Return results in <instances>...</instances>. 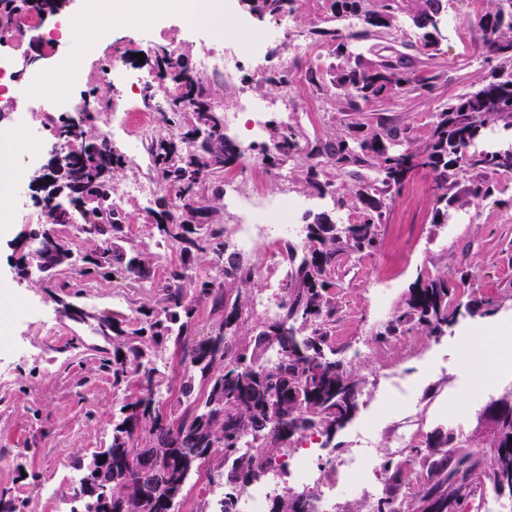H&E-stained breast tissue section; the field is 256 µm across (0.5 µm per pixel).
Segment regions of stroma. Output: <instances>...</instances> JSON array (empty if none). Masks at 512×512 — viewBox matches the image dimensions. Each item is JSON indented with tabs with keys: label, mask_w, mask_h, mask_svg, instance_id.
Segmentation results:
<instances>
[{
	"label": "stroma",
	"mask_w": 512,
	"mask_h": 512,
	"mask_svg": "<svg viewBox=\"0 0 512 512\" xmlns=\"http://www.w3.org/2000/svg\"><path fill=\"white\" fill-rule=\"evenodd\" d=\"M448 15L457 26L447 29V38L431 68L440 73L432 92L399 94L387 100L378 111L392 125L405 129L410 137H425L432 112L444 102L480 87L498 67V59L483 50V33L478 16L467 0H448ZM326 14L321 0H300L287 24L294 37L291 44H277L264 66L272 73L301 60L311 43L310 29L323 26ZM165 34L180 39L188 54L191 70H198L202 44L220 43L223 29L206 26L203 30L180 34L181 14L167 15ZM160 34L149 26L147 17L126 19L112 27V37L99 44L91 59L86 84L68 86L75 98L90 89L105 86L101 70L111 60H120L131 72H155L153 50ZM144 61H137V54ZM253 69L243 64L228 81L222 106L229 119L225 133L240 146L249 143V114L240 112L241 103L253 96ZM266 99V121H288L300 127L308 139L348 134L362 122L359 114L342 111L340 106L324 105L316 120L301 118L311 93L295 96L262 86ZM112 145L129 162L118 179L124 192L134 183L150 182L149 159L143 150L132 148L127 137L112 136ZM331 176L344 205L334 209L329 197L307 187L301 172L280 177L271 169L265 194L276 198L289 194L307 203V210L318 213L334 210L341 224L354 223L358 180H372L374 171L353 177L340 170ZM498 189L483 199L460 195L449 209L447 223L433 221L438 192L429 177L418 180L419 190L408 210L390 202L382 236L392 234L406 240L411 251L393 274L372 273L375 255L352 254L342 259L332 276L336 293L337 346L363 345L360 359L367 385L354 419L334 441L348 451L358 448V435H365L371 448L385 453L394 445L396 426L406 417L418 423L421 432L438 426L458 425L470 430L482 406L492 397L512 388V369L502 371L494 384L482 387L478 368L463 372L469 337L493 330L499 323L512 321V188L504 187L502 175H493ZM123 209L129 215L132 242L147 239L154 231L137 199L126 196ZM36 225L19 222L8 236L0 238V275L36 300L53 318L52 327L23 322L19 340L26 353L0 372V496L24 501V512H70L69 495L83 476L93 454L107 447L112 439V415L120 407L122 394L112 386L111 372L102 368L103 358L112 354L111 340L97 336L90 326L69 320L61 311L59 291L46 273L40 271L33 252ZM447 279L462 300L493 297L497 310L492 316L458 317L447 334L429 338L419 332L402 336L387 362L377 358L378 343L373 333L396 312L418 281ZM146 288H117L101 282L92 293L69 295L70 303L100 312H128L149 302Z\"/></svg>",
	"instance_id": "35a3bbf8"
}]
</instances>
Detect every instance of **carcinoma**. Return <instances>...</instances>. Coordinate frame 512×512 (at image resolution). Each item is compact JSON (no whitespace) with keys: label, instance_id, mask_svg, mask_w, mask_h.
Listing matches in <instances>:
<instances>
[{"label":"carcinoma","instance_id":"carcinoma-1","mask_svg":"<svg viewBox=\"0 0 512 512\" xmlns=\"http://www.w3.org/2000/svg\"><path fill=\"white\" fill-rule=\"evenodd\" d=\"M293 0H251L257 15L292 14ZM448 0H323L328 26L310 30L312 40L331 48L338 64L330 80L317 67L308 68L311 91L333 98L346 112L401 93L430 90L440 75L429 70L443 38L441 19ZM479 13L488 54L512 64V0H487ZM403 14L420 30L415 54L382 46L367 57L358 43L390 30ZM21 18L15 0H0V34L11 31ZM158 76L177 72L170 87L149 88L148 97L162 94L166 108L155 116V130L146 151L159 195L147 214L158 231L157 243L176 248L180 262L156 281L148 253L127 252L128 215L112 205L117 177L128 166L96 128V118L85 113L84 124L73 130L47 117L51 132L67 142L71 161L51 174L60 190L82 212L83 243L87 252L80 264L72 261L71 244L53 230L40 237L49 247L36 258L44 273L63 264L74 267L84 281L113 279L122 285L151 288L156 300L130 309V314L101 315L81 310L79 321L93 320L97 332L112 337V356L102 366L112 371V385L133 384L119 414L112 417V440L96 452L71 497L85 490L104 498V512H174L184 497L190 477L201 469L224 484L233 502L239 490L258 481V473L287 454L306 430L333 438L339 415L359 409L366 384L360 367L332 341L336 322L331 274L342 258L370 254L382 242L387 201L418 173L432 178L439 191L435 222L448 220L455 201L452 190L459 177L468 180L465 193L474 199L493 194L488 176L512 170V148L471 152L469 146L482 131L498 122L512 127V68L495 70L480 88L442 105L432 115L425 140L402 147V133L388 119L376 117L361 136H333L310 142L298 128L278 122L270 142L259 145L267 164H290L305 172V183L320 195L338 188L326 166L358 174L364 169L376 177L357 187L358 218L337 224L326 213L304 226V247L290 242L281 249L288 265L281 281L284 296L272 316L251 321L249 305L259 281L258 268L230 250L225 227L211 220L214 203L223 197L221 185L210 180L239 165L240 147L224 134V81L214 85L190 74L184 52L155 48ZM175 193L181 200L170 199ZM200 253L227 257L224 280L197 270ZM492 298L462 302L448 279L417 283L396 314L375 334L385 343L417 328L428 337L442 336L459 315H490ZM203 308L220 317L217 327L200 336ZM132 330H127L130 325ZM181 353L185 365L177 410L164 416L158 394L164 372L158 365L168 345ZM275 357L267 359L268 353ZM204 390L195 391V384ZM502 419L483 432L468 433L453 426L438 427L410 446L417 466L409 476L399 462L384 458L388 475L385 495L369 504V512H465L476 497H494L492 490L512 486V391L497 396ZM260 439L252 451H240L241 440ZM408 493L397 494L403 484ZM270 512H307L305 495H274Z\"/></svg>","mask_w":512,"mask_h":512}]
</instances>
